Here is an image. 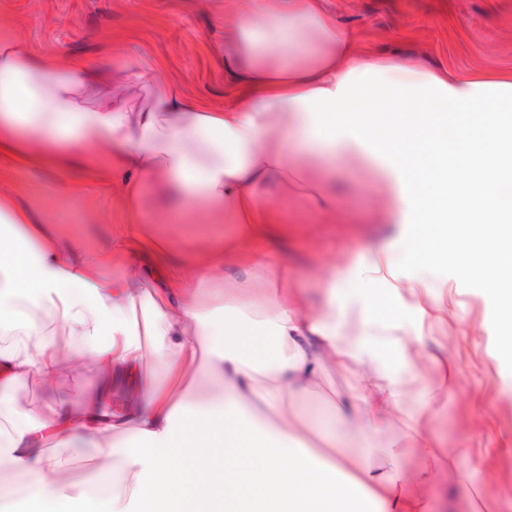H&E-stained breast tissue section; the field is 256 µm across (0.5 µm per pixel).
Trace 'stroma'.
<instances>
[{"mask_svg":"<svg viewBox=\"0 0 512 512\" xmlns=\"http://www.w3.org/2000/svg\"><path fill=\"white\" fill-rule=\"evenodd\" d=\"M254 0H0V34L28 42L59 62L73 55L89 63L119 66L129 58L162 60L158 81L183 86L188 100L221 106L231 77L224 70V41L237 15ZM341 25L360 34L377 54L404 57L425 67L460 74L475 69H512V0H325ZM0 188L13 190L37 209L48 231L76 245L79 258H104L121 249L127 235L122 197L112 185L85 171L20 166L0 159ZM336 197L332 215L317 213L301 192L276 185L263 194L290 239L287 259L308 287L312 306L323 301L326 280L361 253L386 247L396 227L381 221L383 195L368 172L340 167L328 185ZM140 226L177 258L191 259L220 247L233 227L214 216L174 217V204L145 182L137 205ZM408 280L444 286L448 322L425 338L420 367L437 380L432 356L444 355L458 384L431 416L455 459L434 471L425 495L433 512H469L474 496L488 512H512V362L500 357V308L479 282L460 283L453 265L429 267L413 252L402 269ZM98 383L90 362L66 368L45 389H19V411L36 413L46 401L74 402ZM327 393L304 397L299 408L332 418L355 385L339 369Z\"/></svg>","mask_w":512,"mask_h":512,"instance_id":"35a3bbf8","label":"stroma"}]
</instances>
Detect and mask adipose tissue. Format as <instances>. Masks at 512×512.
I'll return each instance as SVG.
<instances>
[{
	"instance_id": "obj_1",
	"label": "adipose tissue",
	"mask_w": 512,
	"mask_h": 512,
	"mask_svg": "<svg viewBox=\"0 0 512 512\" xmlns=\"http://www.w3.org/2000/svg\"><path fill=\"white\" fill-rule=\"evenodd\" d=\"M224 67L235 88L216 109L157 83L150 58L122 63L127 90L116 96L111 72L83 57L61 64L0 41V159L118 183L131 224L149 179L181 211L236 227L201 260L174 261L146 234L108 260L80 262L34 209L0 192V459L32 477L22 512H423L400 462L409 448L447 456L428 415L456 378L436 357L431 383L416 360L425 327L448 320L440 288L401 279L417 245L427 265L453 264L460 282L503 297L500 353L512 359V70L461 77L374 54L323 0H255L224 43ZM351 161L378 178L384 223L408 230L331 280L314 311L261 190L295 185L311 162ZM128 251L149 257L161 287L102 273ZM380 281L407 293L411 326L365 309L362 288ZM70 356L112 375L78 404L19 412L12 391L54 386ZM149 359L164 380L144 373ZM353 364L367 372L340 422L296 410L329 368ZM208 380L220 383L216 396L203 395ZM412 388L418 404L407 412ZM400 412L402 437L375 446ZM80 443L98 462L75 481L64 451ZM127 444L124 482L96 493Z\"/></svg>"
}]
</instances>
